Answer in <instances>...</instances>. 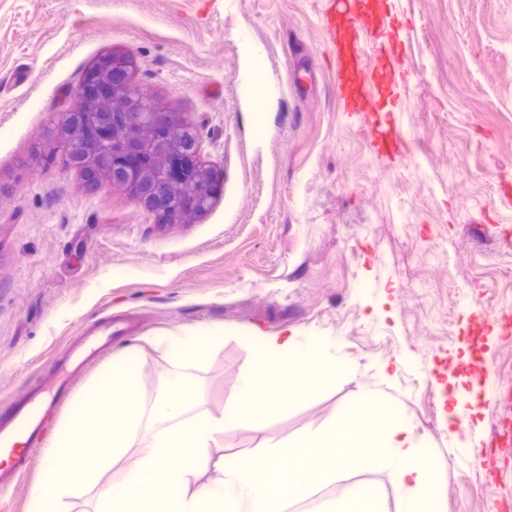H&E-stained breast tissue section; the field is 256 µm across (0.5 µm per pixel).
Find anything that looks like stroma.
I'll return each mask as SVG.
<instances>
[{
  "instance_id": "obj_1",
  "label": "stroma",
  "mask_w": 512,
  "mask_h": 512,
  "mask_svg": "<svg viewBox=\"0 0 512 512\" xmlns=\"http://www.w3.org/2000/svg\"><path fill=\"white\" fill-rule=\"evenodd\" d=\"M393 2L409 77L383 103L405 164L338 101L327 0H0L1 412L62 379L65 353L114 316L131 331L74 377L60 413L128 345L150 396L164 338L223 325L193 372L218 412L245 333L328 336L349 373L305 399L281 391L274 434L296 438L373 394L428 442L441 512H512V446L475 456L445 426L454 390L477 397L471 430L512 420L494 391L512 380V335L485 320L512 305V241L479 230H512V0ZM110 53L131 55V81L199 129L217 183L205 213L158 223L66 165L63 114ZM51 439L24 448L0 512H28Z\"/></svg>"
}]
</instances>
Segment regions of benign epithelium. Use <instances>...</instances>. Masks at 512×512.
I'll return each mask as SVG.
<instances>
[{"label": "benign epithelium", "instance_id": "obj_1", "mask_svg": "<svg viewBox=\"0 0 512 512\" xmlns=\"http://www.w3.org/2000/svg\"><path fill=\"white\" fill-rule=\"evenodd\" d=\"M94 76L101 95L89 96L83 83L73 106L64 113V133L70 135L67 165L94 187L102 179L124 188L131 199L164 223L183 220L201 210H171L172 194L195 198L206 206L215 193L214 176L197 161L201 136L185 122L173 128L172 144L159 143L155 125L172 113L163 111L154 97L129 80Z\"/></svg>", "mask_w": 512, "mask_h": 512}]
</instances>
